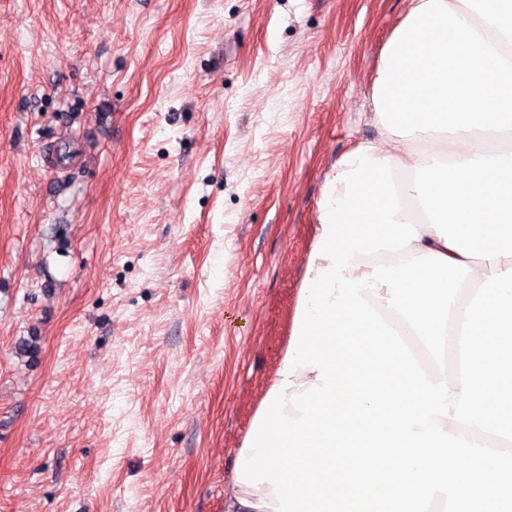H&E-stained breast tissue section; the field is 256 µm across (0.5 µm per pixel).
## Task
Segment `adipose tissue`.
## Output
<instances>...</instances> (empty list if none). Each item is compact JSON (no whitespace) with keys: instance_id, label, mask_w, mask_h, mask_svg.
<instances>
[{"instance_id":"obj_1","label":"adipose tissue","mask_w":512,"mask_h":512,"mask_svg":"<svg viewBox=\"0 0 512 512\" xmlns=\"http://www.w3.org/2000/svg\"><path fill=\"white\" fill-rule=\"evenodd\" d=\"M371 99L380 138L368 155L389 157L403 204L396 218L419 236L398 254H355L342 275L430 252L463 262L471 271L447 324L461 330L477 287L512 268V0H408L379 53ZM386 293L381 286L362 297L407 337L428 381L444 375L460 391L459 355L437 365ZM277 504L267 483L234 481L224 496V512Z\"/></svg>"}]
</instances>
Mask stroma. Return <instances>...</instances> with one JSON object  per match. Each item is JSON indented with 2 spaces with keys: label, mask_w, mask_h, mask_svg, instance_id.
Returning <instances> with one entry per match:
<instances>
[{
  "label": "stroma",
  "mask_w": 512,
  "mask_h": 512,
  "mask_svg": "<svg viewBox=\"0 0 512 512\" xmlns=\"http://www.w3.org/2000/svg\"><path fill=\"white\" fill-rule=\"evenodd\" d=\"M407 0H0V512H224Z\"/></svg>",
  "instance_id": "obj_1"
}]
</instances>
